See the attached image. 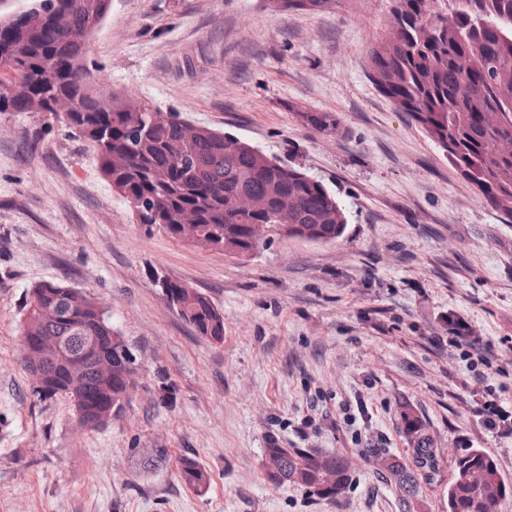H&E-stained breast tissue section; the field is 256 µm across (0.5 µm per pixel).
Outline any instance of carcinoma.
Instances as JSON below:
<instances>
[{
    "label": "carcinoma",
    "instance_id": "1",
    "mask_svg": "<svg viewBox=\"0 0 512 512\" xmlns=\"http://www.w3.org/2000/svg\"><path fill=\"white\" fill-rule=\"evenodd\" d=\"M112 0H31L29 13L0 20V112H44L61 105L67 123L97 151L104 177L126 200L139 223L159 226L179 238V225L195 224L194 246L215 250L233 238L250 249L246 225L275 224L279 197L291 198L293 223L304 224L333 241L346 230L338 199L320 181L258 153L245 142L224 152V133L203 129L192 137L185 120L138 100L103 98L94 92L86 65L87 37L108 14ZM454 11L459 24L444 14ZM369 76L398 112L406 113L429 138L441 143L452 168L475 187L485 202L512 220V0H394L388 37L369 54ZM29 88L27 103L12 94L15 84ZM318 132L341 128L331 112H305ZM248 195L263 207L243 215L234 199ZM30 294L53 304L58 319L45 320L23 306L20 345L39 336H57L73 351H85L83 336L115 334L104 310L90 295L57 284H41ZM178 314L195 332L224 341V314L200 292L181 298ZM122 356L105 343L86 351L89 362L83 396L85 419L93 422L108 403L100 395L94 365L99 355ZM53 393L33 389L41 399L65 393L64 368H46ZM277 469L275 483L303 488L317 482L318 468L333 469L347 487L345 460L312 448H267L265 462ZM405 497L419 493V474L395 460L387 465ZM178 475L199 490L209 473L197 460H179ZM507 495L496 461L473 449L457 461L448 483V512H498Z\"/></svg>",
    "mask_w": 512,
    "mask_h": 512
}]
</instances>
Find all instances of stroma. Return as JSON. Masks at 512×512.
<instances>
[{"label":"stroma","instance_id":"stroma-1","mask_svg":"<svg viewBox=\"0 0 512 512\" xmlns=\"http://www.w3.org/2000/svg\"><path fill=\"white\" fill-rule=\"evenodd\" d=\"M392 0L277 11L269 0H112L87 64L103 96L230 133L322 181L347 212L333 243L278 240L241 260L138 224L96 151L51 112H0V512H448L455 462L493 457L512 486V433L477 407L512 408V222L371 83ZM331 112L340 135L303 119ZM206 294L224 341L198 336L158 287ZM51 282L94 296L135 357L130 403L79 425L41 401L21 364V306ZM467 340L449 345V320ZM412 415L419 431H409ZM433 463L418 466L419 442ZM345 458L329 501L271 484L264 450ZM144 448L164 449L155 469ZM418 468L403 500L379 462ZM210 474L178 478L182 457ZM178 475L186 486L200 490L209 483V473L196 459L183 457L179 460Z\"/></svg>","mask_w":512,"mask_h":512}]
</instances>
